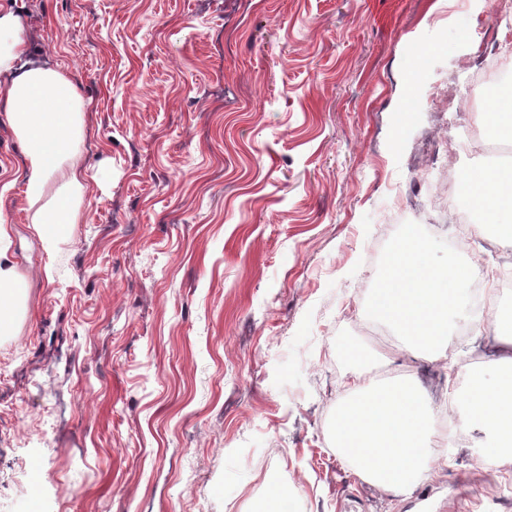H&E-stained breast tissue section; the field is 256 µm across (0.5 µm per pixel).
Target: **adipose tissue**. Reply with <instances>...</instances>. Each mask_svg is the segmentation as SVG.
<instances>
[{
    "label": "adipose tissue",
    "mask_w": 512,
    "mask_h": 512,
    "mask_svg": "<svg viewBox=\"0 0 512 512\" xmlns=\"http://www.w3.org/2000/svg\"><path fill=\"white\" fill-rule=\"evenodd\" d=\"M26 34L19 17L0 13V98L7 124L24 146L23 198L45 252H52L67 225L78 223L89 191L78 157L85 136L86 102L73 76L60 68L24 61ZM462 193L484 214V227L512 243V162L489 163L461 177ZM10 226L0 218V335L24 318L25 280L10 258ZM426 241L407 226L379 275L380 288L366 300L367 312L394 333L412 357L446 359L453 337L448 315L476 263L435 266L424 258ZM353 366L349 394L336 404L332 447L365 482L400 499L428 481L439 459L443 429L413 374L381 382L367 369L370 352L348 347ZM462 428L489 437L481 462L512 467V355L502 357L493 377H470Z\"/></svg>",
    "instance_id": "obj_1"
}]
</instances>
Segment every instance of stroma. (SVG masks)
Instances as JSON below:
<instances>
[{"label": "stroma", "instance_id": "1", "mask_svg": "<svg viewBox=\"0 0 512 512\" xmlns=\"http://www.w3.org/2000/svg\"><path fill=\"white\" fill-rule=\"evenodd\" d=\"M29 61L87 102L82 221L45 253L28 225L22 148L0 115V215L27 314L0 337V512H255L292 484L294 512H512V472L482 469L472 432L409 499L390 502L330 445L352 366L398 369L363 308L391 226L432 225L427 259L461 263L437 199L441 162L485 122L476 34L494 0H0ZM425 206L397 216L396 192ZM481 276L512 251L470 243ZM52 267L45 277L44 267ZM489 334L414 372L435 405L492 370Z\"/></svg>", "mask_w": 512, "mask_h": 512}]
</instances>
